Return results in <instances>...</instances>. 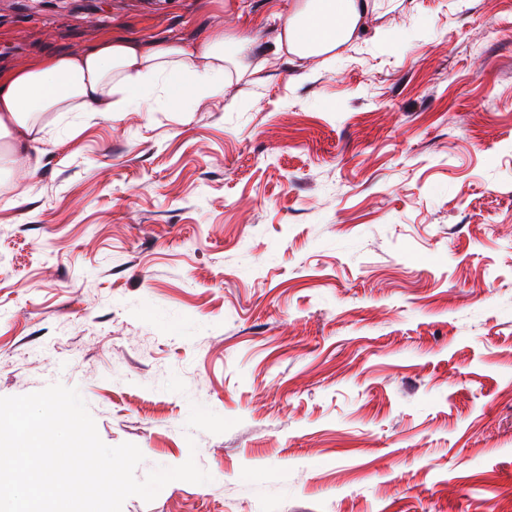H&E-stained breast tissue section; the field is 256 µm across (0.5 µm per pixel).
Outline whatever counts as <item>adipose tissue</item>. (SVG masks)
<instances>
[{"label": "adipose tissue", "instance_id": "ef3b65f1", "mask_svg": "<svg viewBox=\"0 0 512 512\" xmlns=\"http://www.w3.org/2000/svg\"><path fill=\"white\" fill-rule=\"evenodd\" d=\"M370 0H292L280 23L278 50L325 65L364 29ZM254 40L247 31L209 32L195 42L139 43L102 35L86 49L0 71V177L38 153L52 113L112 115L161 93L176 101L192 91L224 92L229 69L245 71Z\"/></svg>", "mask_w": 512, "mask_h": 512}]
</instances>
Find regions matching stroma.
Wrapping results in <instances>:
<instances>
[{"label": "stroma", "mask_w": 512, "mask_h": 512, "mask_svg": "<svg viewBox=\"0 0 512 512\" xmlns=\"http://www.w3.org/2000/svg\"><path fill=\"white\" fill-rule=\"evenodd\" d=\"M0 0V70L251 31L221 96L58 118L0 208V397L77 388L122 512H512V0ZM371 0H293L277 48L324 66L365 28Z\"/></svg>", "instance_id": "35a3bbf8"}]
</instances>
